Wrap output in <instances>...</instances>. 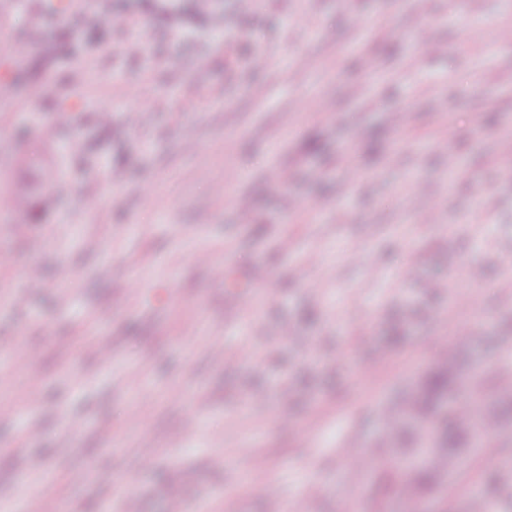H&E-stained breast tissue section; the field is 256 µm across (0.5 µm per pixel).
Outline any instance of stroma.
Returning <instances> with one entry per match:
<instances>
[{
	"label": "stroma",
	"instance_id": "stroma-1",
	"mask_svg": "<svg viewBox=\"0 0 512 512\" xmlns=\"http://www.w3.org/2000/svg\"><path fill=\"white\" fill-rule=\"evenodd\" d=\"M510 22L512 0H112L87 29L52 0H0V74L14 85L0 194L24 199L0 212L13 262L0 268V358L31 354L0 378V503L27 512L36 453L49 477L86 475L58 512H117L128 489L138 512H166L174 487L188 512H271L254 459L302 512H402L409 495L422 512H465L481 488L512 512V152L489 149L512 139V42L498 36ZM131 86L149 111L137 127ZM314 98L326 114L305 109ZM106 180L113 194L98 195ZM414 181L440 223L413 222ZM26 266L44 289L21 287ZM459 292L473 302L466 340L448 324ZM475 395L495 410V457L446 449L448 471L427 485L394 466L421 438L388 437L393 413L428 402L439 442ZM144 430L163 447L148 459ZM354 440L373 468L338 458Z\"/></svg>",
	"mask_w": 512,
	"mask_h": 512
}]
</instances>
